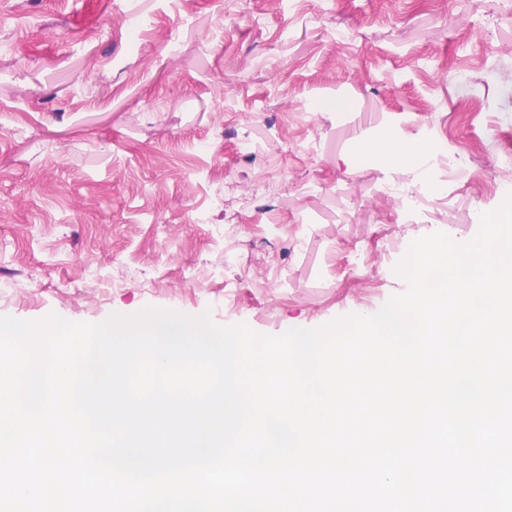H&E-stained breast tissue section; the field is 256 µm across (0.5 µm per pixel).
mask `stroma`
Here are the masks:
<instances>
[{
	"label": "stroma",
	"instance_id": "1",
	"mask_svg": "<svg viewBox=\"0 0 512 512\" xmlns=\"http://www.w3.org/2000/svg\"><path fill=\"white\" fill-rule=\"evenodd\" d=\"M510 184L512 0H0V316H370ZM424 149L423 144L415 141L392 143L386 151V159L393 164L407 163Z\"/></svg>",
	"mask_w": 512,
	"mask_h": 512
}]
</instances>
